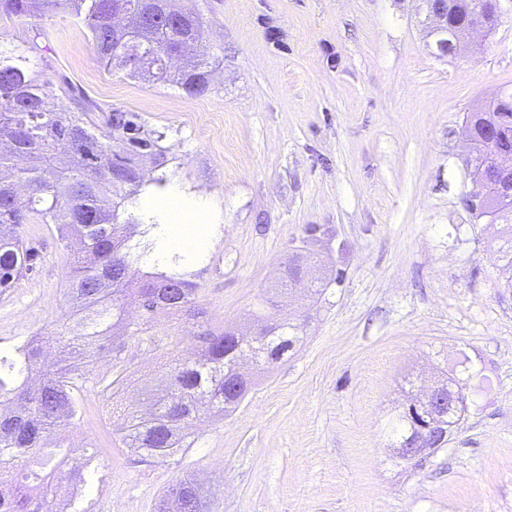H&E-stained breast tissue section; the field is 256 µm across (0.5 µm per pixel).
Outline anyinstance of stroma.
<instances>
[{
  "label": "stroma",
  "mask_w": 512,
  "mask_h": 512,
  "mask_svg": "<svg viewBox=\"0 0 512 512\" xmlns=\"http://www.w3.org/2000/svg\"><path fill=\"white\" fill-rule=\"evenodd\" d=\"M492 33L456 56L434 55L420 0H194L207 45L223 48L208 91L107 71L91 38L62 12L43 20L40 78L77 88L94 133L119 143V111L158 131L168 188L207 227L187 252L209 324L250 333L273 313L303 329L290 357L248 365L244 401L206 417L192 448L141 463L119 421L185 358L186 312L146 318L128 307L117 352L96 360L106 396L82 392L103 417L93 482L81 503L157 512L177 477L223 474L212 512H512V288L486 251L488 233L462 196L465 117L512 88V0ZM314 224L333 236L307 242ZM34 270L0 294V348L60 330L69 313L67 253L52 225L30 224ZM304 248L323 295L278 293L283 265ZM345 271L334 283L336 268ZM474 374L468 411L422 467L393 455L391 419L405 377L429 386L460 354Z\"/></svg>",
  "instance_id": "stroma-1"
}]
</instances>
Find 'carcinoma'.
Wrapping results in <instances>:
<instances>
[{"mask_svg":"<svg viewBox=\"0 0 512 512\" xmlns=\"http://www.w3.org/2000/svg\"><path fill=\"white\" fill-rule=\"evenodd\" d=\"M473 0H428V6L449 12L462 21ZM60 10L87 28L97 56L106 67L132 76L169 80L190 96L208 90L210 68L220 62L215 51H204L175 73L168 63L191 45L202 43L206 21L175 0H0V22L30 21L32 45L22 48L0 41V140L10 143V155H0V293L33 269L37 251L22 232L25 224H53L65 241L79 235L83 247L68 254V289L82 301L72 323L49 333L45 341L59 349L56 364L42 369L38 387L28 383V372L40 362V351L25 341L0 349V401L19 412L0 417V477L8 478L12 492L0 496V512H56L59 492L52 466L71 448L63 432L81 408L78 394L92 374L99 348L128 329L124 313L136 305L146 314L158 310L194 307L198 288L178 252L168 255L164 268L143 273L133 284L127 278L132 262L140 261L164 241L166 215L143 205L142 198L166 193L171 177L162 171L147 176L123 151L103 144L91 131L90 106L74 112L40 82L38 62L29 52L42 35L41 21L48 11ZM127 26L113 25L116 13ZM467 126L481 131L487 124L505 132L490 146L471 145L467 167L475 190L478 176L498 153L512 152V112H496L489 105L466 115ZM112 125L128 134L138 152L162 154L159 138L140 136V127L121 113ZM27 188L22 203L17 187ZM492 230V255L504 286L512 288V199L494 192L474 216ZM299 326L285 320L266 341L271 352L300 341ZM203 344L202 353L181 359L172 367L167 391L151 398L153 413L143 418L133 412L123 428L122 441L142 462H156L192 446L181 432L201 415L215 410L229 413L238 403L224 402V374L242 348L224 332L198 324L188 335ZM159 512H210L189 475L170 486Z\"/></svg>","mask_w":512,"mask_h":512,"instance_id":"cac0c4a2","label":"carcinoma"}]
</instances>
